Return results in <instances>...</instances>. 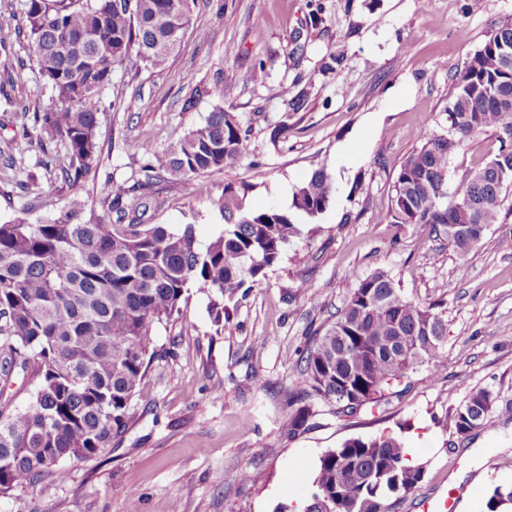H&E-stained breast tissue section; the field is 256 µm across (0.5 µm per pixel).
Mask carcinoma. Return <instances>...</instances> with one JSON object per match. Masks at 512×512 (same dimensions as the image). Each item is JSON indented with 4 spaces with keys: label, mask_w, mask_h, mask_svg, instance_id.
<instances>
[{
    "label": "carcinoma",
    "mask_w": 512,
    "mask_h": 512,
    "mask_svg": "<svg viewBox=\"0 0 512 512\" xmlns=\"http://www.w3.org/2000/svg\"><path fill=\"white\" fill-rule=\"evenodd\" d=\"M192 0H25V26L0 14V47L26 37L39 74L53 90L35 115L37 144L66 149L65 180L76 183L98 165L99 114L112 73L131 50L163 69L191 24ZM448 97L451 129L417 132L418 146L400 162L389 224H428L461 257L500 221L512 191V24L497 27L469 58ZM493 130L498 153L469 171L448 193V164L473 135ZM244 137L217 104L204 123L179 134L160 167L175 179L222 169ZM331 176L317 169L297 188L291 209L228 218L224 231L201 246L195 226L178 231L141 224L139 205L123 184L107 187L103 204L127 213L126 224L84 216L78 201L53 219L0 224V359L34 367L38 384L21 410L0 404V494L32 483L62 460L80 461L109 447L125 429L132 398L154 353L153 326L181 314L190 288L214 296V322L231 326L230 307L246 282L257 283L284 247L302 234L293 212L311 218L328 205ZM447 324L433 306L407 298L378 269L359 280L336 321L314 339L302 375L316 395L355 414L379 403L384 388L410 371H437ZM304 398L288 394V433L304 431ZM495 397L475 389L443 429L463 436L478 428ZM425 467L409 463L393 434L349 438L319 459L307 512H389L388 501L409 493ZM512 503L497 486L489 512Z\"/></svg>",
    "instance_id": "obj_1"
}]
</instances>
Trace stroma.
Listing matches in <instances>:
<instances>
[{"label":"stroma","mask_w":512,"mask_h":512,"mask_svg":"<svg viewBox=\"0 0 512 512\" xmlns=\"http://www.w3.org/2000/svg\"><path fill=\"white\" fill-rule=\"evenodd\" d=\"M506 22L512 0H195L165 69L133 52L115 69L96 129L100 163L76 184L61 177V144L27 147L33 114L53 93L26 40L0 48V223L52 218L76 200L116 223L102 204L115 180L141 202L142 223L194 225L206 245L228 217L290 208L316 169L335 183L323 213L297 216L303 234L262 283L240 289L232 331L214 322L208 293L191 288L181 318L153 329L155 353L123 433L95 457L62 462L65 480L49 473L0 494V512H169L173 502L179 512H275L309 502L298 470L314 472L346 439L384 432L426 467L390 512H422L448 492L456 512H487L493 488L512 487V196L486 244L464 258L428 226L379 217L417 131H439L454 77ZM257 68L264 79L249 80ZM223 86L232 97L218 98ZM297 95L305 103L296 111ZM219 103L247 134L233 162L179 180L146 170ZM131 140L146 142L149 156L127 151ZM499 147L490 132L469 139L449 163V188ZM377 269L411 300L440 305L441 370L408 374L353 419L311 396L305 432L289 437L285 400L314 336ZM475 388L495 394L492 411L467 436L444 431L438 418ZM479 452L494 453L497 469L477 467ZM244 468L259 482H240Z\"/></svg>","instance_id":"1"}]
</instances>
